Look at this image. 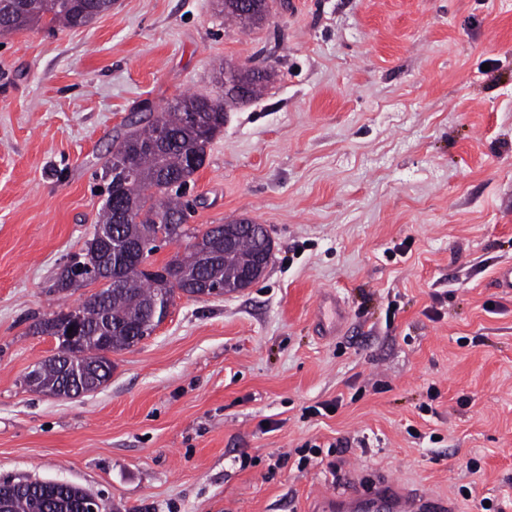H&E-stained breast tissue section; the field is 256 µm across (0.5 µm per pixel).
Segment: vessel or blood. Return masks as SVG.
Masks as SVG:
<instances>
[{
  "instance_id": "obj_1",
  "label": "vessel or blood",
  "mask_w": 512,
  "mask_h": 512,
  "mask_svg": "<svg viewBox=\"0 0 512 512\" xmlns=\"http://www.w3.org/2000/svg\"><path fill=\"white\" fill-rule=\"evenodd\" d=\"M312 512H456L446 497L425 491L396 490L389 479H377L370 488L349 486L339 494L315 499Z\"/></svg>"
}]
</instances>
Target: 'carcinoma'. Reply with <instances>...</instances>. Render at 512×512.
I'll list each match as a JSON object with an SVG mask.
<instances>
[{
	"mask_svg": "<svg viewBox=\"0 0 512 512\" xmlns=\"http://www.w3.org/2000/svg\"><path fill=\"white\" fill-rule=\"evenodd\" d=\"M109 8V0H0V32H17L43 22L49 28L87 26ZM224 17L245 30L267 20V14L250 12L243 7L224 11ZM230 75L242 93L230 101L258 98L271 77L266 68L219 71V78ZM224 96L182 95L158 113L124 135L103 167L107 199L99 213L91 237L81 252L70 257L58 274L54 287L60 291L102 283L100 291L87 296L79 305L80 327L87 337L84 357L100 364L99 383L112 376V362L98 358L102 340L112 344V351L125 350L150 336L162 322L155 313L158 300L173 303L176 295L195 293L191 282L208 279L219 286L220 294L239 291L238 271L255 253L272 250L265 227L248 222L239 227V236L231 250H220L212 262H204L197 252L224 234L208 228L202 232L185 227L189 204L180 190L186 187L206 158V149L224 129ZM189 239L183 254H176L156 270L132 267L117 280L109 274L104 255L112 249L140 242L148 245L146 256L158 251L163 241ZM54 313L35 323L36 332L58 336ZM26 383L36 391H50L59 397H71L70 385L59 359L53 356L40 363L26 376ZM84 490L72 486L47 494L43 486L0 482V496L9 500L8 512H73V505L83 498Z\"/></svg>",
	"mask_w": 512,
	"mask_h": 512,
	"instance_id": "cac0c4a2",
	"label": "carcinoma"
}]
</instances>
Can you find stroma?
Segmentation results:
<instances>
[{
  "mask_svg": "<svg viewBox=\"0 0 512 512\" xmlns=\"http://www.w3.org/2000/svg\"><path fill=\"white\" fill-rule=\"evenodd\" d=\"M269 7L243 31L216 0H112L85 27L0 34V481H64L102 512H308L356 470L512 512V294L492 283L512 265V0ZM266 65L185 194L189 228L264 224L265 273L176 297L98 391L31 390L58 346L33 324L100 289L53 283L117 136L216 96L218 68Z\"/></svg>",
  "mask_w": 512,
  "mask_h": 512,
  "instance_id": "1",
  "label": "stroma"
}]
</instances>
